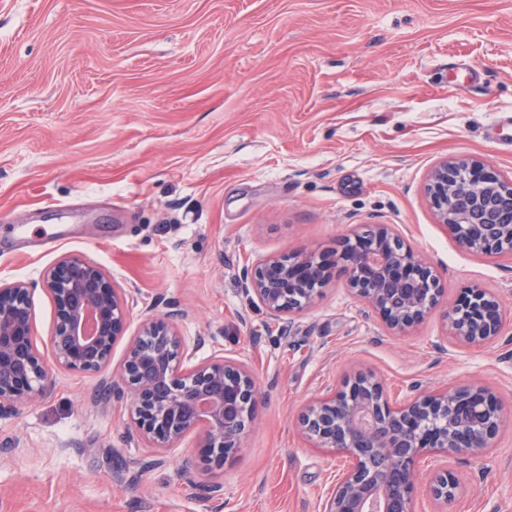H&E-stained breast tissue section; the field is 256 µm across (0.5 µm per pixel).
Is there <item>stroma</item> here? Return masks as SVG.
<instances>
[{
	"label": "stroma",
	"instance_id": "35a3bbf8",
	"mask_svg": "<svg viewBox=\"0 0 512 512\" xmlns=\"http://www.w3.org/2000/svg\"><path fill=\"white\" fill-rule=\"evenodd\" d=\"M451 156L512 177V0H0V281L39 286L75 254L128 304L107 369L0 416V512H320L347 459L298 433L311 399L356 373L390 395L479 383L504 413L478 460L449 459L448 512H512V257L477 258L423 193ZM389 224L437 271L443 305L392 334L340 271L281 321L245 267ZM502 301L498 336L443 343L444 304ZM177 310L201 361H246L260 389L244 451L218 466L195 435L149 466L130 400L105 393L148 316ZM221 488L208 498L207 486Z\"/></svg>",
	"mask_w": 512,
	"mask_h": 512
}]
</instances>
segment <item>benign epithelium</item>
<instances>
[{
    "instance_id": "1",
    "label": "benign epithelium",
    "mask_w": 512,
    "mask_h": 512,
    "mask_svg": "<svg viewBox=\"0 0 512 512\" xmlns=\"http://www.w3.org/2000/svg\"><path fill=\"white\" fill-rule=\"evenodd\" d=\"M424 191L439 223L462 249L482 257L512 255L511 179L478 160L454 157L432 170ZM334 266L343 269L349 290L390 330L417 326L441 303L438 276L389 224H367L340 242ZM329 277L327 263L299 252L245 268L242 292L273 316L300 313ZM42 287L56 308L50 340L56 364L78 372L105 369L126 327L121 289L104 269L76 255L47 270ZM30 294L24 281L0 282V416L50 395L55 386L33 339ZM177 316L172 311L144 324L106 388L131 396L135 431L157 449L152 464H162L166 449L194 433L207 460L222 465L243 447L259 390L242 360L220 355L184 364L188 347ZM444 317L445 339L466 348L493 339L502 324L498 298L478 286L465 289ZM503 421L502 409L483 386L438 388L397 403L378 376L357 373L311 401L296 427L313 447L352 459L327 493L322 512H413L418 460L479 457ZM425 491L438 512H448L460 483L443 467Z\"/></svg>"
}]
</instances>
